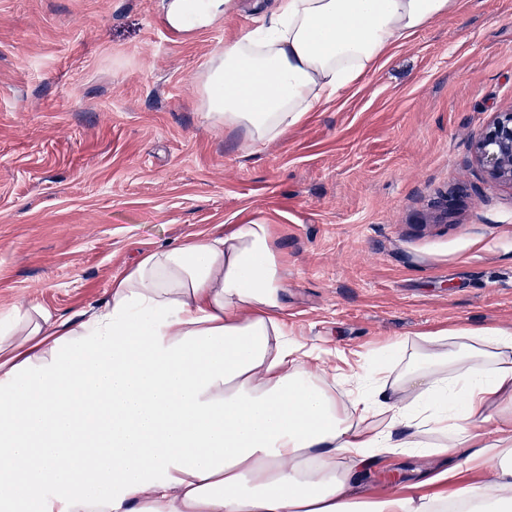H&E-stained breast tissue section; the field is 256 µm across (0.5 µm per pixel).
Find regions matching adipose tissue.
<instances>
[{"instance_id":"adipose-tissue-1","label":"adipose tissue","mask_w":512,"mask_h":512,"mask_svg":"<svg viewBox=\"0 0 512 512\" xmlns=\"http://www.w3.org/2000/svg\"><path fill=\"white\" fill-rule=\"evenodd\" d=\"M458 0H277L204 78L207 116L245 143L287 136ZM236 0H168L176 29ZM270 225L146 252L79 321L0 320V512H512V332L448 329L398 364L318 368L293 339ZM458 466L388 495L376 458Z\"/></svg>"}]
</instances>
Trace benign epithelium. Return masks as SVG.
<instances>
[{"label": "benign epithelium", "instance_id": "1", "mask_svg": "<svg viewBox=\"0 0 512 512\" xmlns=\"http://www.w3.org/2000/svg\"><path fill=\"white\" fill-rule=\"evenodd\" d=\"M477 162L497 183L512 187V109L496 113L474 145Z\"/></svg>", "mask_w": 512, "mask_h": 512}]
</instances>
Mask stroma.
Segmentation results:
<instances>
[{
    "label": "stroma",
    "mask_w": 512,
    "mask_h": 512,
    "mask_svg": "<svg viewBox=\"0 0 512 512\" xmlns=\"http://www.w3.org/2000/svg\"><path fill=\"white\" fill-rule=\"evenodd\" d=\"M165 0H0V313L69 318L142 254L270 224L288 327L326 367L417 334L512 331V189L473 145L512 106V0L457 9L252 147L206 116L202 76L260 0L168 35ZM378 458L376 494L438 468Z\"/></svg>",
    "instance_id": "1"
}]
</instances>
